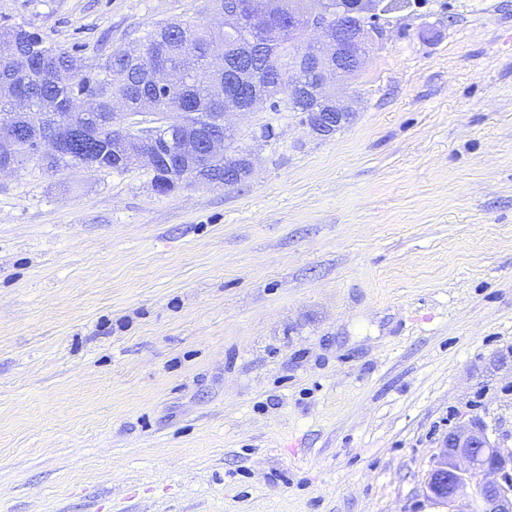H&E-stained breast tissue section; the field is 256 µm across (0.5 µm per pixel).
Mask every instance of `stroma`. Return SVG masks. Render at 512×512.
I'll return each mask as SVG.
<instances>
[{
    "mask_svg": "<svg viewBox=\"0 0 512 512\" xmlns=\"http://www.w3.org/2000/svg\"><path fill=\"white\" fill-rule=\"evenodd\" d=\"M176 18L0 0L87 56ZM382 24L333 137L230 116L244 184L0 174V512H442L460 418L512 448V0Z\"/></svg>",
    "mask_w": 512,
    "mask_h": 512,
    "instance_id": "stroma-1",
    "label": "stroma"
}]
</instances>
